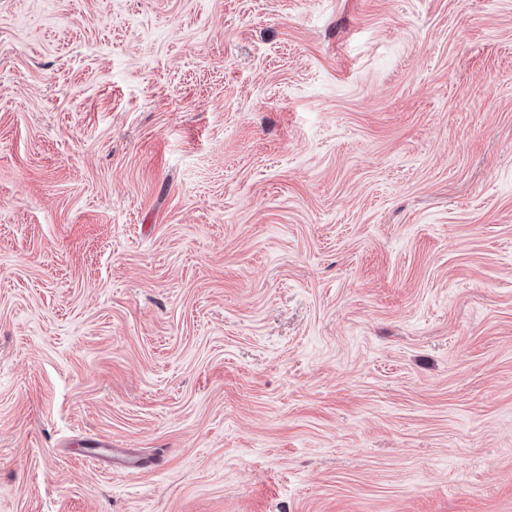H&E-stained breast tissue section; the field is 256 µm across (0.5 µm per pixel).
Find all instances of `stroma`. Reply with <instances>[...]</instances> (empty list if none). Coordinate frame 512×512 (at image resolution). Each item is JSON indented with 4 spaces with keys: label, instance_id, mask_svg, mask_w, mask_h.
<instances>
[{
    "label": "stroma",
    "instance_id": "1",
    "mask_svg": "<svg viewBox=\"0 0 512 512\" xmlns=\"http://www.w3.org/2000/svg\"><path fill=\"white\" fill-rule=\"evenodd\" d=\"M0 512H512V0H0Z\"/></svg>",
    "mask_w": 512,
    "mask_h": 512
}]
</instances>
